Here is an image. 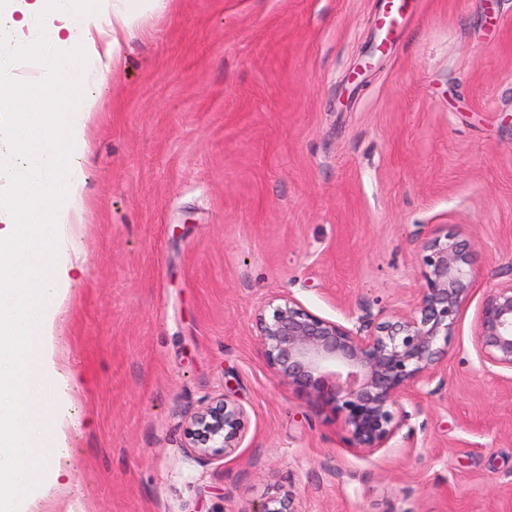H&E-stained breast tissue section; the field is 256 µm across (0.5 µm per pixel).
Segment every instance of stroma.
I'll use <instances>...</instances> for the list:
<instances>
[{"label": "stroma", "mask_w": 512, "mask_h": 512, "mask_svg": "<svg viewBox=\"0 0 512 512\" xmlns=\"http://www.w3.org/2000/svg\"><path fill=\"white\" fill-rule=\"evenodd\" d=\"M169 0L122 42L80 161L85 211L54 347L70 458L41 512H512V382L481 368L476 317L512 277V0ZM0 27L32 124L50 94L41 19ZM472 245L474 290L435 394L411 389L385 448L268 371L255 317L290 293L347 322L406 309L422 234ZM221 394L245 439L205 462L188 417Z\"/></svg>", "instance_id": "stroma-1"}]
</instances>
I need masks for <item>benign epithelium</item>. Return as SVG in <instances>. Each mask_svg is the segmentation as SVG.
<instances>
[{"instance_id": "obj_1", "label": "benign epithelium", "mask_w": 512, "mask_h": 512, "mask_svg": "<svg viewBox=\"0 0 512 512\" xmlns=\"http://www.w3.org/2000/svg\"><path fill=\"white\" fill-rule=\"evenodd\" d=\"M422 285L408 310L373 314L368 304L351 325L319 316L279 295L256 318L262 355L274 378L344 415L352 448L385 447L404 425L400 399L442 371L448 339L469 299V246L451 232L422 243ZM481 366L512 372V277L491 288L476 320ZM247 413L227 395L206 400L188 419L184 447L203 460L241 447Z\"/></svg>"}]
</instances>
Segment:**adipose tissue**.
I'll list each match as a JSON object with an SVG mask.
<instances>
[{
    "label": "adipose tissue",
    "mask_w": 512,
    "mask_h": 512,
    "mask_svg": "<svg viewBox=\"0 0 512 512\" xmlns=\"http://www.w3.org/2000/svg\"><path fill=\"white\" fill-rule=\"evenodd\" d=\"M167 0H99L100 16L77 11L73 0H28L23 16L38 14L48 21V40L71 45L76 63L86 74L101 77L121 40L133 37L142 18L165 9ZM111 28L105 51L95 48L94 34L102 25ZM58 92L74 102L64 117L48 113L43 131L26 123V115L13 113L16 140L22 143L28 162L11 170L10 180L20 189L15 209L0 212V334L16 345L0 354V512L30 507L61 476L58 460L67 454L64 408L70 401L69 386L58 369L53 336L59 300L72 284L71 264L58 257V250L81 221L84 178L79 160L89 149L87 127L92 100L79 92L71 80L59 78ZM52 227L56 255L32 274L18 245ZM52 380L54 399L50 411L34 409L28 424L16 426L11 413L14 401L28 398L33 386ZM53 434H44L45 423ZM26 483L25 495L16 492Z\"/></svg>",
    "instance_id": "ef3b65f1"
}]
</instances>
